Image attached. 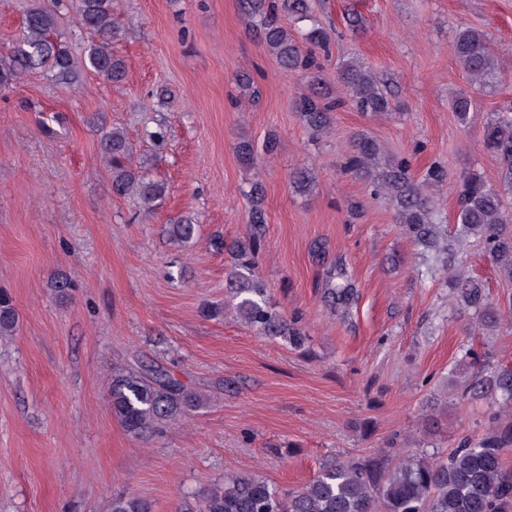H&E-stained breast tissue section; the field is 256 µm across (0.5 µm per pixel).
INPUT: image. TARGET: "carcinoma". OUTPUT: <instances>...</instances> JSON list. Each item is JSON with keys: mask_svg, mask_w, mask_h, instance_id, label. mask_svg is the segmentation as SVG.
I'll use <instances>...</instances> for the list:
<instances>
[{"mask_svg": "<svg viewBox=\"0 0 512 512\" xmlns=\"http://www.w3.org/2000/svg\"><path fill=\"white\" fill-rule=\"evenodd\" d=\"M247 2L259 18L262 38L281 69L290 74L312 69L314 58L304 46L327 47L328 32L314 25L298 41L281 24L283 14L306 20L307 0ZM76 13L78 24L93 36L81 61L74 60L63 41L53 38V9L44 0H36L28 9L10 51L0 55V88L12 86L25 73L36 69L49 71L55 79L69 85L84 72L102 75L113 84L123 82L126 66L112 46L122 36L124 23L114 0H78ZM453 47L457 62L472 80L487 83L494 78L497 63L483 31L460 29ZM339 78L348 100L360 111H391L371 69L362 62L342 63ZM338 106L332 93L320 86L294 104L303 125L314 135L330 127ZM452 110L461 124H468L471 98L457 96L452 100ZM484 136L487 147L507 162L501 176L502 189L486 187L475 174L460 180L454 238L477 239L500 277L512 281V216L505 201L512 194V119H489ZM101 152L107 160L113 192L137 199L145 211L154 210L165 197L167 186L132 163L133 147L126 132L118 127L107 130L101 138ZM237 155L247 168L256 164V153L248 140L238 143ZM347 168L370 180L372 194L388 198L405 238L426 252L451 253L453 267L448 273V286L454 289L462 307L473 312L478 324L494 326L500 317L499 307L489 299L479 279L462 271L465 256L444 247L433 201L412 175L410 158H386L375 140L360 136L352 145ZM290 180L297 191L306 192L313 186L315 175L312 169L300 167L291 173ZM247 196L253 233L244 240L224 245V251L231 256L226 287L238 299L236 309L244 322L266 336L281 338L299 348L306 343L307 336L298 320L276 310L257 274L260 230L266 222L261 186L252 184ZM165 232L172 239L188 242L195 238L197 224L189 219H174ZM328 297L331 303L341 305L353 298L352 285L343 274H338L337 281L330 284ZM16 320L11 298L0 292V333L11 332ZM465 358L476 367V373L461 399H484L494 394L512 401L511 369H488L471 350ZM110 402L113 416L133 437L155 432L171 418L201 405L196 392L159 366L114 374ZM511 447L512 424L495 427L432 460L408 448L405 459L395 466L384 454L331 461L297 491H284L254 476L232 475L199 495L197 512H512V472L505 466V451ZM110 512L150 509L136 498L117 497L112 499Z\"/></svg>", "mask_w": 512, "mask_h": 512, "instance_id": "1", "label": "carcinoma"}]
</instances>
